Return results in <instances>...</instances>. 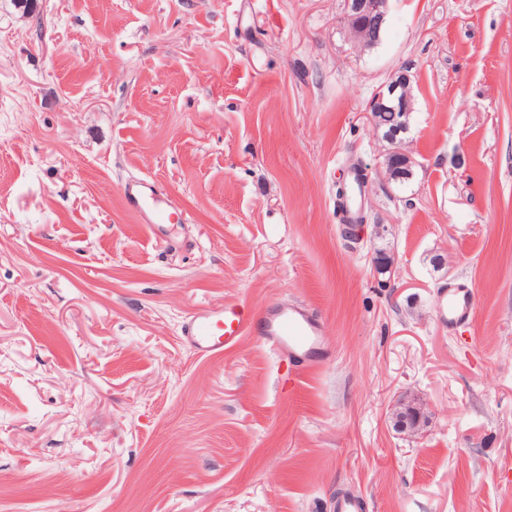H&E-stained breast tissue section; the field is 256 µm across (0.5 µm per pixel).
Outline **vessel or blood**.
<instances>
[{"label":"vessel or blood","mask_w":512,"mask_h":512,"mask_svg":"<svg viewBox=\"0 0 512 512\" xmlns=\"http://www.w3.org/2000/svg\"><path fill=\"white\" fill-rule=\"evenodd\" d=\"M122 193L128 209L149 225L152 232H160L173 224L176 213L171 204L163 201L152 181L141 179L127 183ZM440 314L445 324L451 325L470 319L473 304L467 293L451 290L439 299ZM250 327L236 301L204 310L186 323L183 336L199 355L222 354L233 347ZM260 333L276 351H288L297 357L314 361L319 357V338L322 334L318 320L302 305L281 310L260 320Z\"/></svg>","instance_id":"1"}]
</instances>
